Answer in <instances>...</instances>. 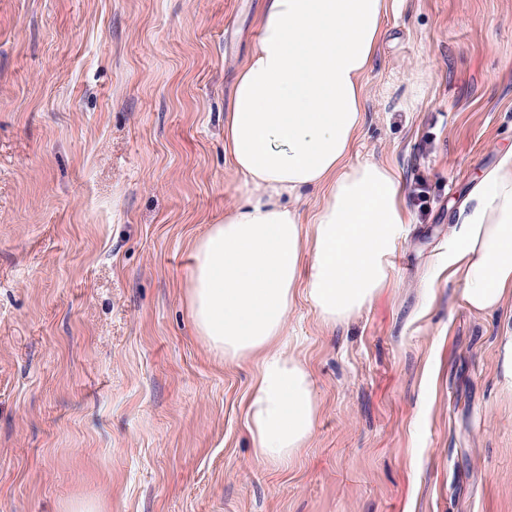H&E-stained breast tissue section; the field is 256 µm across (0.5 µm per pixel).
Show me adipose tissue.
Listing matches in <instances>:
<instances>
[{"instance_id":"obj_1","label":"adipose tissue","mask_w":512,"mask_h":512,"mask_svg":"<svg viewBox=\"0 0 512 512\" xmlns=\"http://www.w3.org/2000/svg\"><path fill=\"white\" fill-rule=\"evenodd\" d=\"M387 0H262L259 35L224 118L242 200L194 247L188 291L198 336L225 361L258 363L246 407L257 457L294 460L319 407L307 365L287 351L286 316L304 297L323 323L357 317L392 278L412 216L391 165L349 163L364 124V77ZM320 188L307 225L294 200ZM448 245V276L469 309L512 297V148L473 185Z\"/></svg>"}]
</instances>
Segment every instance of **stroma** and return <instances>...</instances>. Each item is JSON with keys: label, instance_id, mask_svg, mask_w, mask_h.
I'll return each instance as SVG.
<instances>
[{"label": "stroma", "instance_id": "stroma-1", "mask_svg": "<svg viewBox=\"0 0 512 512\" xmlns=\"http://www.w3.org/2000/svg\"><path fill=\"white\" fill-rule=\"evenodd\" d=\"M261 4L0 0V512H512V300L473 312L438 267L512 145V0H388L349 160L394 166L413 222L357 318L290 309L319 414L283 466L246 427L256 362L188 308L241 199L224 114Z\"/></svg>", "mask_w": 512, "mask_h": 512}]
</instances>
